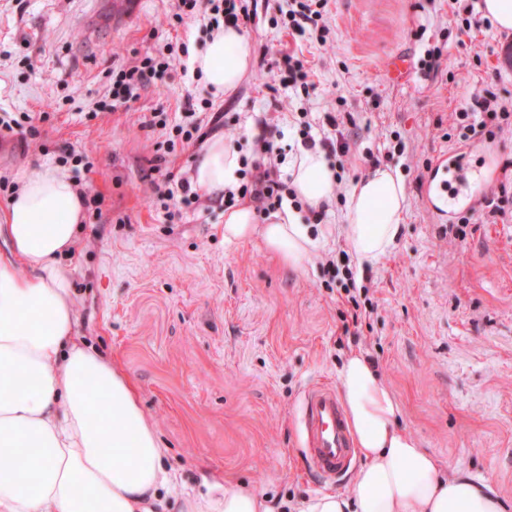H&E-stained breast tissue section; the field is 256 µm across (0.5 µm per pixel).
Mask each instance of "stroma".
I'll use <instances>...</instances> for the list:
<instances>
[{"instance_id": "obj_1", "label": "stroma", "mask_w": 512, "mask_h": 512, "mask_svg": "<svg viewBox=\"0 0 512 512\" xmlns=\"http://www.w3.org/2000/svg\"><path fill=\"white\" fill-rule=\"evenodd\" d=\"M176 5L0 0V113L32 119L0 139V177L58 165L72 151L93 164L74 179L100 205L86 210L81 248L67 262L82 340L129 375L186 492L244 483L276 505L320 494L304 447L303 396L336 385L356 351L393 393L400 428L446 469L488 478L512 512V201L496 223L477 214L451 233L416 184L438 154L459 147L447 133L473 94H494L512 111V67L501 58L512 32L491 26L456 37L448 0H329L322 44L278 25L286 0H257L245 30L255 49L297 51L316 89L294 94L256 62L216 99L190 69L209 18L176 20ZM168 43L164 82L144 86L129 107L96 112L111 66ZM433 45L443 53L435 77L419 65ZM395 56L411 71L394 84L385 68ZM207 104L225 112L246 155L255 115L271 113L286 166L301 117L318 125L325 113H352L357 149L325 224L343 223L364 153L405 138L406 153L387 161L405 183L399 240L377 262L350 264L374 305L357 327L344 330L346 306L327 273L345 244L324 236V224L311 225L310 258L293 266L258 241L225 242L223 202L201 200L174 220L155 203V185L166 172H191L198 152L171 150L176 124ZM153 112L166 114V127H144ZM468 145L481 172H496L474 193L497 196L512 180V127Z\"/></svg>"}]
</instances>
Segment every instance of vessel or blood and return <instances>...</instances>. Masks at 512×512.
<instances>
[{"label":"vessel or blood","instance_id":"obj_1","mask_svg":"<svg viewBox=\"0 0 512 512\" xmlns=\"http://www.w3.org/2000/svg\"><path fill=\"white\" fill-rule=\"evenodd\" d=\"M451 177L459 185L468 183L464 172L454 169L452 156L440 155L430 166L425 193L443 196ZM304 428L310 463L316 473L325 479H337L346 474L355 460V447L343 406L333 388L319 385L308 391Z\"/></svg>","mask_w":512,"mask_h":512}]
</instances>
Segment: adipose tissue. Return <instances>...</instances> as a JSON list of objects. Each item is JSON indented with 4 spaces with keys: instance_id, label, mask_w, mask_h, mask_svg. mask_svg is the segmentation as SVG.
Returning a JSON list of instances; mask_svg holds the SVG:
<instances>
[{
    "instance_id": "ef3b65f1",
    "label": "adipose tissue",
    "mask_w": 512,
    "mask_h": 512,
    "mask_svg": "<svg viewBox=\"0 0 512 512\" xmlns=\"http://www.w3.org/2000/svg\"><path fill=\"white\" fill-rule=\"evenodd\" d=\"M254 47L244 31L219 28L192 60L214 96L233 91ZM236 145L215 134L195 157L192 185L219 199L235 183ZM298 196L329 201L336 172L321 153L298 149L290 168ZM0 210V512H274L241 485L223 494L176 493V473L119 368L79 337L72 274L62 264L78 243L84 197L56 167L23 174ZM405 185L394 169H369L351 187L339 230L353 258L374 262L396 244ZM253 205L224 214L227 241L259 239L301 265L312 241L289 208L267 223ZM364 463L347 491L303 500L298 512H506L488 482L443 472L400 429L399 407L371 361L351 353L337 372Z\"/></svg>"
}]
</instances>
